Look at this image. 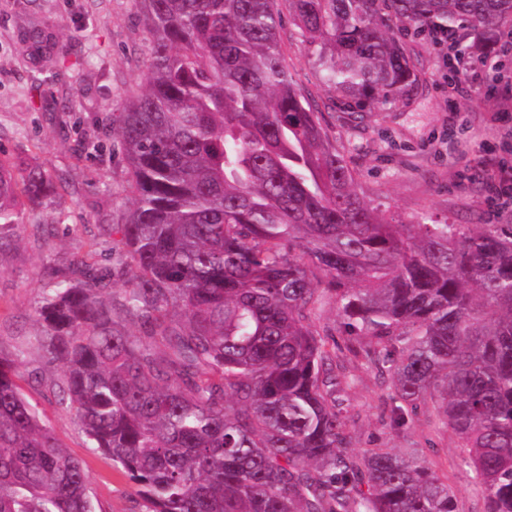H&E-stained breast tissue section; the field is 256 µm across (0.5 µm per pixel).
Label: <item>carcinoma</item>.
<instances>
[{"instance_id": "carcinoma-1", "label": "carcinoma", "mask_w": 512, "mask_h": 512, "mask_svg": "<svg viewBox=\"0 0 512 512\" xmlns=\"http://www.w3.org/2000/svg\"><path fill=\"white\" fill-rule=\"evenodd\" d=\"M282 1L342 112L414 87L396 29L489 55L512 22V0H141L153 53L117 129L131 206L112 267L49 268L36 343L62 367L53 387L147 512H458L421 455L349 453L354 359L390 379L402 427L439 396L485 512H512V225L395 224L360 197L288 70ZM54 189L0 160V249L20 198ZM19 363L0 350V512H94Z\"/></svg>"}]
</instances>
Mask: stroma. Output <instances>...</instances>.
I'll use <instances>...</instances> for the list:
<instances>
[{
  "instance_id": "stroma-1",
  "label": "stroma",
  "mask_w": 512,
  "mask_h": 512,
  "mask_svg": "<svg viewBox=\"0 0 512 512\" xmlns=\"http://www.w3.org/2000/svg\"><path fill=\"white\" fill-rule=\"evenodd\" d=\"M42 32L33 43L32 29ZM281 45L298 88L313 101L360 195L405 224H511L512 189L490 184L491 170L512 167V110L487 72L512 77V30L498 52H468L451 73L447 48L408 30L401 40L422 76L410 96L378 112H338L315 50L299 42L292 13H281ZM153 45L139 0H0V159L20 158L62 178L58 195L39 208L23 205L22 222L0 249V349L23 350L16 381L43 422L82 461L96 512H144L135 486L110 458L90 448L72 411L43 385L60 377L35 344L36 308L57 256L113 263L110 227L130 205L127 163L117 117L140 93ZM44 225L36 233L35 225ZM343 414L350 451L414 449L453 488L459 512H484V500L456 436L439 416L440 401L418 408L411 427L393 422L389 382L361 364L347 365Z\"/></svg>"
}]
</instances>
